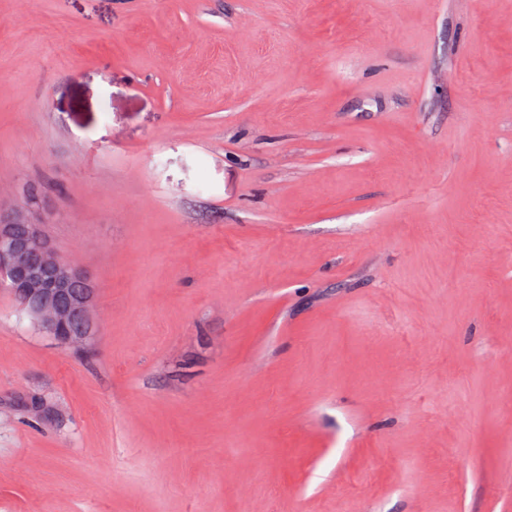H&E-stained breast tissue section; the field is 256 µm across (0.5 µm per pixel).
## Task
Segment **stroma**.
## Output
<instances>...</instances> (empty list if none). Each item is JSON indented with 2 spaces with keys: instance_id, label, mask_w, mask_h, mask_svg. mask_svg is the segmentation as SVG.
<instances>
[{
  "instance_id": "35a3bbf8",
  "label": "stroma",
  "mask_w": 512,
  "mask_h": 512,
  "mask_svg": "<svg viewBox=\"0 0 512 512\" xmlns=\"http://www.w3.org/2000/svg\"><path fill=\"white\" fill-rule=\"evenodd\" d=\"M0 512H512V0H0ZM33 202L0 201V277L38 329L77 352L87 351L101 322L95 288L81 269L62 260L32 215Z\"/></svg>"
}]
</instances>
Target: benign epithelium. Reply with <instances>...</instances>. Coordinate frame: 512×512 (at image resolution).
Instances as JSON below:
<instances>
[{"mask_svg":"<svg viewBox=\"0 0 512 512\" xmlns=\"http://www.w3.org/2000/svg\"><path fill=\"white\" fill-rule=\"evenodd\" d=\"M33 209L0 201V279L42 333L84 352L101 322L94 313L95 288L84 271L57 255Z\"/></svg>","mask_w":512,"mask_h":512,"instance_id":"1","label":"benign epithelium"}]
</instances>
